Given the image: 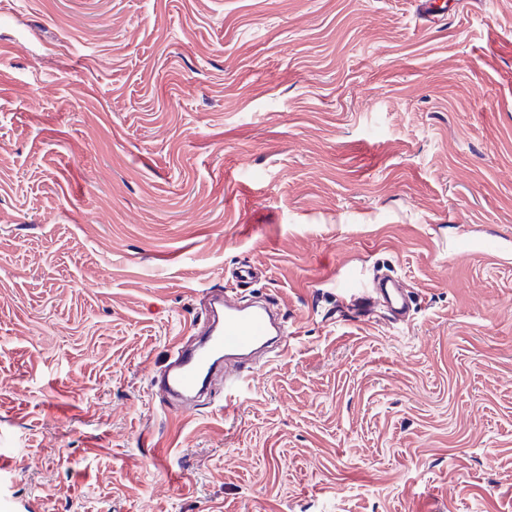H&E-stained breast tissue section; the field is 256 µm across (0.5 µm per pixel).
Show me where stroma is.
<instances>
[{
	"mask_svg": "<svg viewBox=\"0 0 512 512\" xmlns=\"http://www.w3.org/2000/svg\"><path fill=\"white\" fill-rule=\"evenodd\" d=\"M208 288L290 335L179 413ZM0 512H512V0H0ZM347 289L357 296L368 311L376 302H382L391 313V322L405 325L408 322V300L402 288H398L392 281L374 280L372 282L358 283L353 279H346ZM244 372L236 367L232 371H226L224 374V409L225 411L234 410L239 398L246 393L252 386L253 371Z\"/></svg>",
	"mask_w": 512,
	"mask_h": 512,
	"instance_id": "stroma-1",
	"label": "stroma"
}]
</instances>
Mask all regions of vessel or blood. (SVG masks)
<instances>
[{"mask_svg": "<svg viewBox=\"0 0 512 512\" xmlns=\"http://www.w3.org/2000/svg\"><path fill=\"white\" fill-rule=\"evenodd\" d=\"M347 287L365 307L381 302L397 325L408 322V300L392 281L357 282L348 280ZM214 303L221 308V322L209 325L204 339L194 348L176 346L164 375L158 395L169 409H190L196 392L206 385L217 366L232 358H245L267 343L283 344L287 330L279 312L262 304L243 305L221 290L212 291ZM253 376L242 369L224 374V408L233 410L239 398L252 386Z\"/></svg>", "mask_w": 512, "mask_h": 512, "instance_id": "b4317fda", "label": "vessel or blood"}]
</instances>
